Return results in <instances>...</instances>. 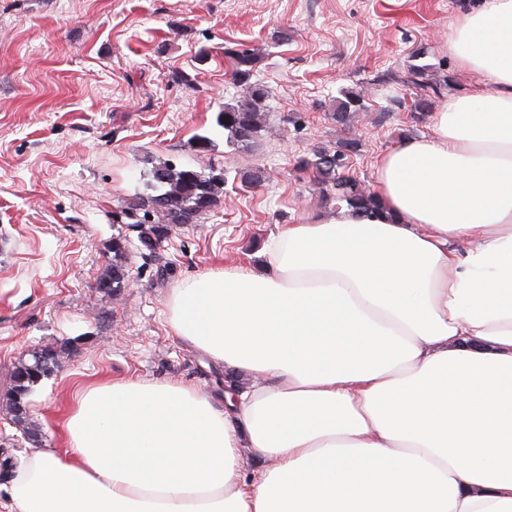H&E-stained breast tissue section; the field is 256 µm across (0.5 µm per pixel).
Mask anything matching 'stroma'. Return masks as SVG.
<instances>
[{
  "mask_svg": "<svg viewBox=\"0 0 512 512\" xmlns=\"http://www.w3.org/2000/svg\"><path fill=\"white\" fill-rule=\"evenodd\" d=\"M478 0H0V448L30 444L3 407L10 372L51 346L61 369L26 399L48 451L89 386L143 379L215 394L223 367L175 335L168 300L213 270L259 267L270 233L334 212L294 167L315 147L360 143L349 174L376 188L379 158L425 132L394 75L413 59L453 81L473 75L448 51V29ZM258 56L268 127L246 151L216 117L236 95L225 47ZM360 92L347 125L330 114ZM213 142L207 154L197 137ZM223 168L224 193L195 224L174 225L158 257L113 221L145 192L151 163ZM260 169V185L239 173ZM130 241L127 286L97 287L113 237Z\"/></svg>",
  "mask_w": 512,
  "mask_h": 512,
  "instance_id": "1",
  "label": "stroma"
}]
</instances>
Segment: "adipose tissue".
<instances>
[{
    "mask_svg": "<svg viewBox=\"0 0 512 512\" xmlns=\"http://www.w3.org/2000/svg\"><path fill=\"white\" fill-rule=\"evenodd\" d=\"M448 50L476 81L381 158L375 213L174 291L176 336L256 383L83 390L0 512H512V0Z\"/></svg>",
    "mask_w": 512,
    "mask_h": 512,
    "instance_id": "adipose-tissue-1",
    "label": "adipose tissue"
}]
</instances>
